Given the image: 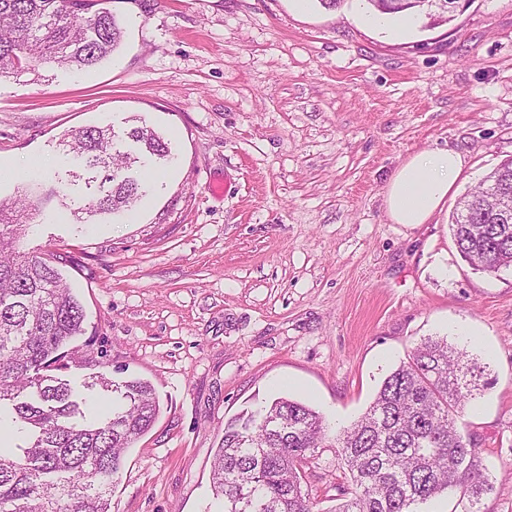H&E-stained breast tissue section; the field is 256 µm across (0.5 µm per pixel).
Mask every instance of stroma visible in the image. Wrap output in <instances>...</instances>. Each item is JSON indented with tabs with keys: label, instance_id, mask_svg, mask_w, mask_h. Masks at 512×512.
I'll return each instance as SVG.
<instances>
[{
	"label": "stroma",
	"instance_id": "obj_1",
	"mask_svg": "<svg viewBox=\"0 0 512 512\" xmlns=\"http://www.w3.org/2000/svg\"><path fill=\"white\" fill-rule=\"evenodd\" d=\"M122 46L95 67L0 79V197L68 183L18 246L78 296L116 378L151 382L160 413L126 455L112 512H221L211 468L227 422L278 396L330 434L366 410L429 336L481 367L459 419L512 512V267L474 270L449 231L460 198L512 157V0L418 17L400 41L367 0H111ZM140 116L172 157L116 218L76 221L91 191L63 134ZM448 147L465 167L430 223H391L383 193L411 155ZM31 164L26 181L7 166ZM474 331L473 339L456 332ZM321 449L314 512L342 501Z\"/></svg>",
	"mask_w": 512,
	"mask_h": 512
}]
</instances>
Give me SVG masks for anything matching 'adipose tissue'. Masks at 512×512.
<instances>
[{
  "instance_id": "ef3b65f1",
  "label": "adipose tissue",
  "mask_w": 512,
  "mask_h": 512,
  "mask_svg": "<svg viewBox=\"0 0 512 512\" xmlns=\"http://www.w3.org/2000/svg\"><path fill=\"white\" fill-rule=\"evenodd\" d=\"M464 167L460 152L426 150L410 156L390 178L384 203L396 224H425L441 208Z\"/></svg>"
}]
</instances>
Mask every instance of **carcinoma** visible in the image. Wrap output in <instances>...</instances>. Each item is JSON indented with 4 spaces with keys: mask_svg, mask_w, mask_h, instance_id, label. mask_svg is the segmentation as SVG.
Here are the masks:
<instances>
[{
    "mask_svg": "<svg viewBox=\"0 0 512 512\" xmlns=\"http://www.w3.org/2000/svg\"><path fill=\"white\" fill-rule=\"evenodd\" d=\"M62 2L0 0V78L47 63L89 68L119 47L122 27L102 0H74L73 12ZM126 138L138 156L117 150L116 135L99 127L64 134L91 181L109 185L74 213L77 220L131 209L144 190L126 171L143 158L169 157L168 143L140 118ZM502 172L512 181V158L461 198L450 222L458 252L488 273L512 267V224H496L486 212L488 185ZM46 200H0V416L9 411L21 433L11 452L0 450V512H112L126 451L150 430L160 404L149 382H118L101 361L83 388L112 394V410L93 420L80 411L79 391L60 371L94 354L69 346L85 332L82 306L55 266L16 246ZM480 377L467 352L444 338L424 339L384 379L367 411L333 437L317 411L276 398L225 425L214 495L224 512H311L303 477L318 449L334 448L354 487L336 512H416L448 489L467 500L464 512H481L492 483L475 441L457 427Z\"/></svg>",
    "mask_w": 512,
    "mask_h": 512,
    "instance_id": "obj_1",
    "label": "carcinoma"
}]
</instances>
